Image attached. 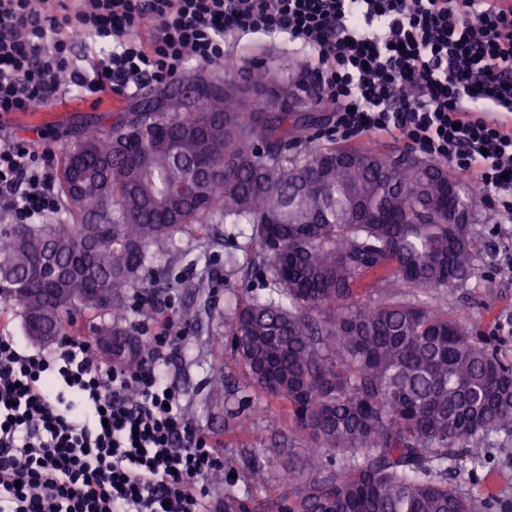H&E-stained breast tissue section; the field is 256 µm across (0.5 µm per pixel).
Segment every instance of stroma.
<instances>
[{
	"label": "stroma",
	"mask_w": 512,
	"mask_h": 512,
	"mask_svg": "<svg viewBox=\"0 0 512 512\" xmlns=\"http://www.w3.org/2000/svg\"><path fill=\"white\" fill-rule=\"evenodd\" d=\"M304 52L287 37L261 34L239 36L233 49V65L221 78L244 81L255 63L282 69L293 91L302 99L305 113L331 118L330 105L319 102L303 68ZM139 84L136 94L108 92L98 104L76 96L55 101L36 112H19L10 119L4 136L34 140L63 156L78 129L104 112H127L141 93L150 91ZM474 244L480 257L477 270L466 288H445L425 295L411 288L397 289L404 300L424 298L448 316L498 329L504 349L512 354V278L496 274L499 254L512 247V223H495L484 206L473 212ZM229 225L214 224L204 233H190L176 242L155 246V266L180 277L175 289L174 313L157 307V316H171L172 335L177 338L172 373L184 393L191 419L208 433L224 460V472L215 482L219 491L245 494L255 512H272L274 504L300 481L290 470L281 448L304 447L297 431L279 404L250 385L237 357L225 345L224 332L231 309L246 290H259L258 280L246 276L249 254L231 252L225 238ZM210 256L207 269L211 287H199L203 271L191 267L190 259ZM246 416V428H238L237 416ZM456 488L474 499L478 512H512V438L501 439L487 449L481 465L458 471Z\"/></svg>",
	"instance_id": "1"
}]
</instances>
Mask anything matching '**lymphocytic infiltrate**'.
Instances as JSON below:
<instances>
[{
    "label": "lymphocytic infiltrate",
    "instance_id": "f902f5d3",
    "mask_svg": "<svg viewBox=\"0 0 512 512\" xmlns=\"http://www.w3.org/2000/svg\"><path fill=\"white\" fill-rule=\"evenodd\" d=\"M284 33L307 53L323 135H385L448 163L512 223V4L501 0H0V127L75 89L91 98L223 60L228 35ZM98 47L82 73L76 43ZM13 223L56 214L54 154L0 142ZM170 320L132 368L77 332L20 346L0 328V512H212L224 461L170 373Z\"/></svg>",
    "mask_w": 512,
    "mask_h": 512
}]
</instances>
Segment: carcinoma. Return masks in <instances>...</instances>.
I'll list each match as a JSON object with an SVG mask.
<instances>
[{
    "label": "carcinoma",
    "mask_w": 512,
    "mask_h": 512,
    "mask_svg": "<svg viewBox=\"0 0 512 512\" xmlns=\"http://www.w3.org/2000/svg\"><path fill=\"white\" fill-rule=\"evenodd\" d=\"M255 90H288L265 66ZM147 94L137 111L102 115L68 144L59 177L64 213L43 224H0V300L27 335L43 317L55 338L76 312L112 311L101 337L127 336L130 291L154 286L152 249L185 228L238 224L257 243L225 342L252 383L309 443L290 455L301 481L276 512H476L451 475L512 435V358L501 339L421 302L374 300L382 283L423 292L465 288L478 255L470 224H446L443 202L476 196L448 167L397 166L366 147L292 152L306 125L293 109L258 112L233 90L192 78ZM354 157L338 162L336 157ZM195 192L179 196L178 186ZM379 210L368 224L362 209ZM422 207L438 222L419 223ZM22 288H61L34 301ZM115 342L112 360L138 364ZM224 497V512H253Z\"/></svg>",
    "instance_id": "obj_1"
}]
</instances>
